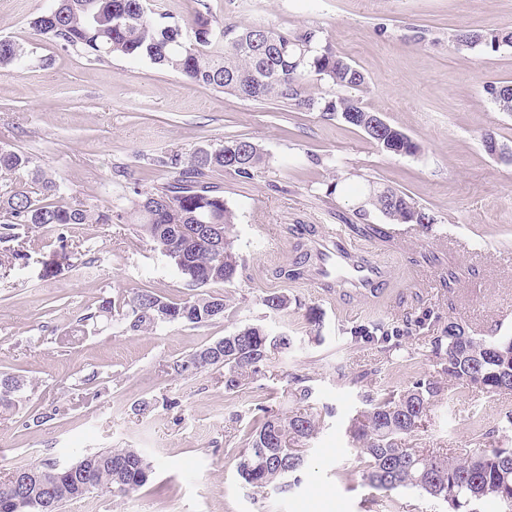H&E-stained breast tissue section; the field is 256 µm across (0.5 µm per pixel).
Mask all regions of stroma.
I'll return each instance as SVG.
<instances>
[{
	"label": "stroma",
	"instance_id": "35a3bbf8",
	"mask_svg": "<svg viewBox=\"0 0 512 512\" xmlns=\"http://www.w3.org/2000/svg\"><path fill=\"white\" fill-rule=\"evenodd\" d=\"M51 4L0 0V39L26 42L31 52L23 69L0 66V148L27 153L61 178L65 205L93 214L127 208L132 186L146 191L165 182L162 156L227 137H248L266 164L249 179L222 178L237 214L242 266L233 284L208 285L228 304L224 318L208 324L141 333L116 316L88 322L80 340L65 341L102 299L137 288L173 300L193 295L136 225L20 230L15 246L27 253L24 264L8 263L0 250V372L31 382L19 406L0 413V477L101 448H138L154 469L145 487L124 498L98 491L61 512H447L416 491L370 488L344 436L364 392H401L434 374L422 335L401 337L398 356L347 330L416 309L452 316L481 334L512 336V161L483 145L490 133L512 150V113L499 111L485 91L512 82V49L485 54L455 42L462 32L512 28V0H155V10L187 24L200 13L220 24L321 29L365 74L364 105L420 145L414 156L384 152L341 119L224 94L142 59L97 62L62 51L29 27ZM372 182L405 192L435 219L428 231L369 214L390 235L367 243L393 272L380 296L342 300L309 280L280 279L278 269L298 255L291 225L321 232L352 218ZM63 236L76 244L66 261L56 258ZM428 251L458 268L455 291L440 287L437 267L412 264ZM273 292L290 298L287 310L262 308L260 297ZM311 307L321 324L307 321ZM246 324L288 333L295 350L270 353L261 373L231 395L222 368L186 378L171 372L174 360ZM296 374L313 387L303 404L289 392ZM144 401L154 410L139 413ZM260 405L321 419L303 447L301 481L285 492L256 491L237 471ZM328 406L333 416H325ZM39 413L47 422L29 424ZM509 413L512 394L490 397L454 384L414 441L464 448L481 425L498 428V440L512 445V431L500 427Z\"/></svg>",
	"mask_w": 512,
	"mask_h": 512
}]
</instances>
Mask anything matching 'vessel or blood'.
<instances>
[{
	"label": "vessel or blood",
	"mask_w": 512,
	"mask_h": 512,
	"mask_svg": "<svg viewBox=\"0 0 512 512\" xmlns=\"http://www.w3.org/2000/svg\"><path fill=\"white\" fill-rule=\"evenodd\" d=\"M337 238V233L330 231L312 239L311 248L323 252L321 262L312 269V280L320 283L342 282L348 284L354 294L363 297L371 296L374 290L389 283V266L374 258L366 248L346 244L336 249H327V242Z\"/></svg>",
	"instance_id": "1"
}]
</instances>
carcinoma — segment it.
<instances>
[{
	"label": "carcinoma",
	"mask_w": 512,
	"mask_h": 512,
	"mask_svg": "<svg viewBox=\"0 0 512 512\" xmlns=\"http://www.w3.org/2000/svg\"><path fill=\"white\" fill-rule=\"evenodd\" d=\"M37 34L67 51L79 50L104 61L114 56L137 57L176 72L203 87L220 89L244 99L275 100L299 109L341 116L363 131L378 147L396 155L413 156L420 146L399 128L386 123L372 125L377 113L368 110L352 95L367 87L365 74L346 57L322 44L318 28L289 31L276 25H224L215 31L209 18L200 14L194 21V40L186 41L182 24L166 13L145 8V0H56L50 11L29 22ZM459 46L498 53L512 48V30L491 29L456 35ZM29 52L25 43L0 39V65L22 68ZM326 82L336 88L328 95L305 92L304 85ZM502 112H512V84L486 87ZM266 163L261 149L246 137H228L213 148H198L187 156L173 153L158 160L169 169L171 179L151 191L133 188L130 206L117 213L104 212L92 218L88 211L56 202L62 197L63 182L43 171L34 161L16 151L0 149V175L28 173L30 180L11 179L0 190V243L18 239L19 227L65 226L112 220L139 226L162 253L169 257L187 285L202 288L234 282L242 260L233 233L236 213L224 200L218 178L226 173L249 179ZM382 214L393 224H421L427 228L434 218L416 206L411 198L388 187L369 186L365 199L354 210L363 220L349 224L354 234L370 240L387 241L382 224L366 221L369 211ZM301 255L279 270V276L303 280L310 276L312 255L309 239L315 230L295 224ZM262 305L270 312L288 309V297L272 293ZM224 297L198 293L173 302L149 289H137L115 303L106 298L96 312L80 319V325L66 333L72 340L85 333L84 322L117 314L128 330L150 333L163 324L188 322L204 324L224 317ZM426 331L428 357L438 373L448 380L486 394L512 393V336H478L465 323L452 318L448 323L426 311L412 314L394 324L371 321L349 329L351 336L383 343L393 336ZM294 347L293 337L273 333L261 325H247L224 336V347L212 344L177 359L170 365L179 377L194 376L210 367L224 365V389L231 393L242 380L261 373L272 351ZM309 378L290 379L291 395L308 401L313 389ZM30 381L22 375L0 372V408L19 403L1 393L3 386ZM442 382L430 376L416 381L402 394L362 395V407L348 416L344 434L350 447L364 460L363 477L379 491L409 489L425 493L447 504L448 512H477L485 498L497 500L502 512H512V446L491 444L494 431L478 428L473 448L456 454H440L407 445L404 440L425 428L438 398ZM318 423L304 414L280 415L265 406L256 408L248 433V448L239 454L238 472L255 488L283 489L301 481L299 473L307 463L302 449L290 442L308 441L317 434ZM97 483L117 497L139 491L150 480L151 462L136 448H102L78 459ZM29 496L43 501L36 512H58L62 504L88 496L79 476L63 478L44 488L40 479L31 481Z\"/></svg>",
	"instance_id": "1"
}]
</instances>
